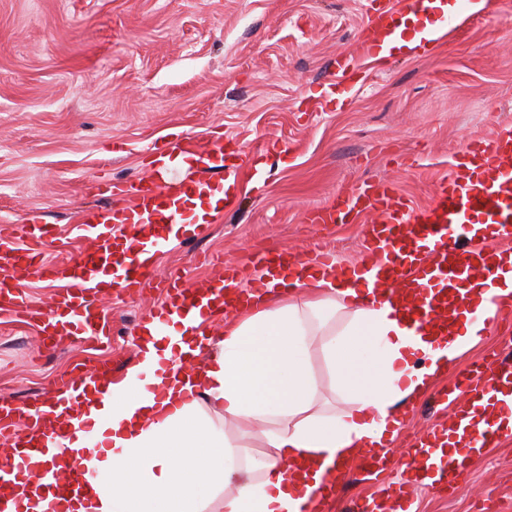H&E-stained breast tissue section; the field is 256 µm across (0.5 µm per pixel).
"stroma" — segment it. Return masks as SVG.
Returning <instances> with one entry per match:
<instances>
[{
  "instance_id": "obj_1",
  "label": "stroma",
  "mask_w": 512,
  "mask_h": 512,
  "mask_svg": "<svg viewBox=\"0 0 512 512\" xmlns=\"http://www.w3.org/2000/svg\"><path fill=\"white\" fill-rule=\"evenodd\" d=\"M366 0H0V219L53 225L48 260L90 245L73 217L112 207L86 189L150 174L149 150L182 133L238 139L270 174L241 171L239 202L192 241L165 251L159 274L207 278L216 261L248 265L272 246L335 251L351 265L361 224H307L305 210L364 182L391 181L412 206L431 200L474 137L512 124V0H484L418 48L366 55L357 32ZM353 56L357 84L340 106L308 109ZM122 152H114V143ZM287 149L278 160L276 148ZM165 295L106 302L112 333L93 345L44 347L33 323L0 318V401H49L65 376L111 364L113 382L139 361L137 329ZM417 512H480L489 497L512 512V440L487 449L453 497L426 486Z\"/></svg>"
}]
</instances>
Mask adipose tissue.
<instances>
[{
    "label": "adipose tissue",
    "instance_id": "adipose-tissue-1",
    "mask_svg": "<svg viewBox=\"0 0 512 512\" xmlns=\"http://www.w3.org/2000/svg\"><path fill=\"white\" fill-rule=\"evenodd\" d=\"M493 311L462 309V338L409 339L389 304L348 281L280 276L249 312L231 317L209 356L197 396H187L165 365L154 323L142 329L140 369H151L154 398L136 374L110 385L89 408L98 443L89 463L111 479L93 495L34 498L31 512H306L323 477H294L298 459H352L385 435L390 411L443 375L464 346L481 340ZM320 347L341 404L319 410L312 372ZM260 453L243 454L245 442Z\"/></svg>",
    "mask_w": 512,
    "mask_h": 512
}]
</instances>
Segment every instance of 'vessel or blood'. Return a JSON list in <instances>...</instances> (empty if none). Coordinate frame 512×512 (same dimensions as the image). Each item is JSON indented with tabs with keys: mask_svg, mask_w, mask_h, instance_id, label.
<instances>
[{
	"mask_svg": "<svg viewBox=\"0 0 512 512\" xmlns=\"http://www.w3.org/2000/svg\"><path fill=\"white\" fill-rule=\"evenodd\" d=\"M452 0H413L410 10L391 0H371L359 43L368 55L387 50L413 24L424 26L451 14ZM338 78L324 94L348 92L355 62L352 56L335 60ZM189 161L197 176L187 183L165 181L158 174L121 187L92 176L88 189L126 197L120 207L88 209L77 224L94 247L79 259L51 263L35 249V242L54 235L50 225L15 224L0 227V311L22 322L42 324L53 346L80 342L92 344L110 335L102 304L104 296L144 294L154 288V256L165 239L163 233L189 215L197 224L215 219L216 204L236 199L246 155L238 141L215 137L205 141L176 136L170 148ZM374 215L367 225L363 251L352 265L342 267L331 250L296 254L285 248L255 250L248 274L230 264L211 278L185 286L182 277H169L166 294L155 309L157 326L178 317L186 329L201 331L205 322L224 318L228 310L244 306L266 278L292 266L298 271L331 270L337 276L369 289L381 301L396 306L410 335L445 338L460 335L456 323L462 308L484 297L503 319L512 318V289L503 288V273L512 271V127H499L488 139L471 140L454 157L451 172L437 187L427 206L412 207L388 181L364 182L337 193L304 215L308 224H354ZM505 242V249L485 252L459 237L458 228ZM37 278L59 284L50 307L30 300L21 286ZM105 391L104 375L93 370L64 381L53 411L31 405L0 403V436L12 448L53 450L68 459L66 472L46 471L43 485L60 492L88 494L94 483L86 465L92 449L69 448L62 420L83 428V404ZM439 405L450 408L448 422L416 433L409 442V462L400 481H392L391 460L380 448L359 452L358 468L374 480L378 495L357 505L356 512H413L407 488L420 477L430 479L435 493L454 494L467 475L466 461L506 440L497 413L512 415V360L489 353L461 370L452 385L443 387ZM27 482L23 463L14 457L0 460V512H29L27 495L19 494Z\"/></svg>",
	"mask_w": 512,
	"mask_h": 512,
	"instance_id": "b4317fda",
	"label": "vessel or blood"
}]
</instances>
